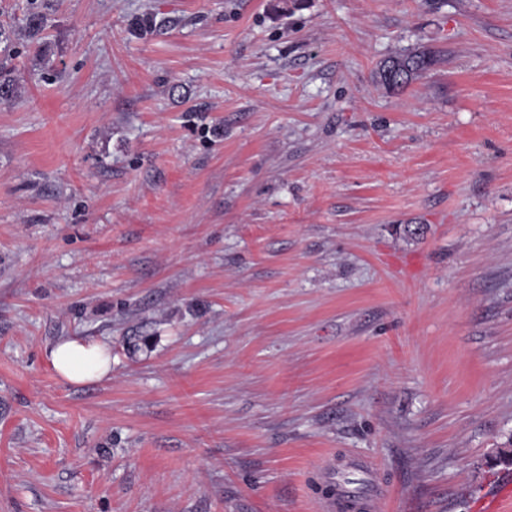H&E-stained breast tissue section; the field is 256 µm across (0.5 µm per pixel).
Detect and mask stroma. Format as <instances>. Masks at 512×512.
Wrapping results in <instances>:
<instances>
[{
    "mask_svg": "<svg viewBox=\"0 0 512 512\" xmlns=\"http://www.w3.org/2000/svg\"><path fill=\"white\" fill-rule=\"evenodd\" d=\"M39 4L0 0V512H317L339 453L378 512H485L512 0ZM67 338L111 374L59 378ZM4 33L0 30V44H4L0 49V101L9 102L17 94L18 84L14 78H2V70L6 67L7 63L12 60L14 56L13 49L10 48L8 39L3 37ZM436 61V56L429 50L407 51L384 60L377 71V78L388 90L397 91L428 70ZM391 72L397 74L401 82L393 81L389 74ZM49 358L57 374L73 384L99 380L112 372V354L103 342L64 340L50 349Z\"/></svg>",
    "mask_w": 512,
    "mask_h": 512,
    "instance_id": "35a3bbf8",
    "label": "stroma"
}]
</instances>
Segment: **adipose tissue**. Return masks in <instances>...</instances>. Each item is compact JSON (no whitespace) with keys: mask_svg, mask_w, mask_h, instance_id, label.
Instances as JSON below:
<instances>
[{"mask_svg":"<svg viewBox=\"0 0 512 512\" xmlns=\"http://www.w3.org/2000/svg\"><path fill=\"white\" fill-rule=\"evenodd\" d=\"M49 358L57 374L73 384L99 380L112 372V354L103 342L64 340L50 349Z\"/></svg>","mask_w":512,"mask_h":512,"instance_id":"obj_1","label":"adipose tissue"}]
</instances>
